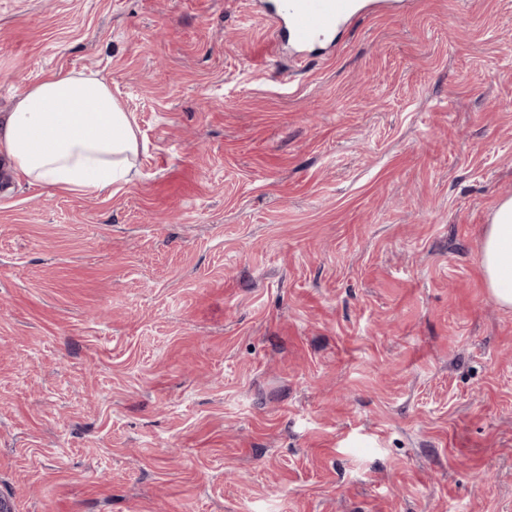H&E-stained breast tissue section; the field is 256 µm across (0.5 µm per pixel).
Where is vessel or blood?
<instances>
[{"instance_id":"obj_1","label":"vessel or blood","mask_w":512,"mask_h":512,"mask_svg":"<svg viewBox=\"0 0 512 512\" xmlns=\"http://www.w3.org/2000/svg\"><path fill=\"white\" fill-rule=\"evenodd\" d=\"M360 11L358 0H267L264 19L294 45L335 36Z\"/></svg>"}]
</instances>
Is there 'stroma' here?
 <instances>
[{
    "label": "stroma",
    "mask_w": 512,
    "mask_h": 512,
    "mask_svg": "<svg viewBox=\"0 0 512 512\" xmlns=\"http://www.w3.org/2000/svg\"><path fill=\"white\" fill-rule=\"evenodd\" d=\"M277 50L256 0H0V113L93 71L138 174L0 179L13 512H512V0H365ZM480 266L486 287L497 303L512 310V198L488 225L481 245Z\"/></svg>",
    "instance_id": "1"
}]
</instances>
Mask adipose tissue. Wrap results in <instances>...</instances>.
Wrapping results in <instances>:
<instances>
[{
    "label": "adipose tissue",
    "mask_w": 512,
    "mask_h": 512,
    "mask_svg": "<svg viewBox=\"0 0 512 512\" xmlns=\"http://www.w3.org/2000/svg\"><path fill=\"white\" fill-rule=\"evenodd\" d=\"M137 135L129 112L97 73L50 72L0 115V161L29 183L94 194L135 174ZM484 281L512 310V200L481 245Z\"/></svg>",
    "instance_id": "1"
}]
</instances>
